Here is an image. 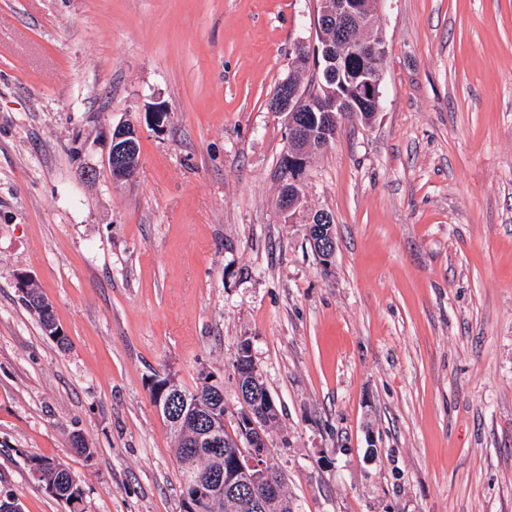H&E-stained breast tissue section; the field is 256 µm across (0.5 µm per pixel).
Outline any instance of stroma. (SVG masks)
I'll list each match as a JSON object with an SVG mask.
<instances>
[{
	"mask_svg": "<svg viewBox=\"0 0 512 512\" xmlns=\"http://www.w3.org/2000/svg\"><path fill=\"white\" fill-rule=\"evenodd\" d=\"M378 9L381 108L342 119L288 213L271 100L313 78L316 0H0V489L23 512H69L32 456L84 512H180L149 383L215 375L233 430L245 341L293 512H512V0ZM138 143V130L133 124H119L112 130L107 165L113 181L121 182L128 180L135 173L139 164L137 153L138 149L140 152V146ZM133 160H137L135 166H133ZM306 229L315 251L324 261L323 264L330 266L336 251L331 217L323 212L316 213L311 217ZM29 461H36L37 464H45V467L42 470V477L36 478L38 482L44 484H48L51 481H54L58 490L60 492V499L66 498V503H69L72 497H76L80 500L79 507L71 508V512H83L81 505L83 503L84 492L82 490L76 492L72 490V481H75L70 473V471L64 467L60 462L55 461L54 459L42 458V457H30Z\"/></svg>",
	"mask_w": 512,
	"mask_h": 512,
	"instance_id": "35a3bbf8",
	"label": "stroma"
}]
</instances>
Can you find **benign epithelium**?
Wrapping results in <instances>:
<instances>
[{
  "label": "benign epithelium",
  "mask_w": 512,
  "mask_h": 512,
  "mask_svg": "<svg viewBox=\"0 0 512 512\" xmlns=\"http://www.w3.org/2000/svg\"><path fill=\"white\" fill-rule=\"evenodd\" d=\"M366 21L362 7L357 0H319L316 7L315 24L317 29L336 28V45L320 43L315 49L317 62L315 68L327 76L334 75L343 80L348 73L345 68V55L340 47L350 46V54L360 60H371L386 53L385 42L375 40L351 39L352 28ZM382 71L378 68H363L355 82L356 100L365 105L380 109ZM310 92L301 89V85L286 81L272 99V107L284 112L288 119L287 146L283 157L288 168L295 172L292 182L299 185L308 168L311 154L315 150L328 147L334 138V129L339 120V113L344 111L343 98L336 96L323 99L314 106L313 115L317 123L318 137L312 139L305 135L304 123L300 111L309 102ZM139 134L131 123L117 125L112 130L111 146L107 165L112 180L121 182L130 179L136 167L133 161L139 159L137 145ZM309 240L314 246L324 265H331L335 255L336 243L333 235V221L326 213L314 214L306 225ZM235 374L238 390L244 405H249L252 395L262 389L261 381L252 356L247 362L235 361ZM239 426L248 440L237 444L230 457L224 459V468L214 469L206 476H198L185 486L182 512H205L213 500L224 497L225 491H234L242 483L253 480L265 488V496L252 502L256 510L265 507L266 500L277 498L280 494L281 479L279 473L269 469L272 464L270 449L261 433L258 422L252 413L238 418ZM219 421L213 420L211 427L203 428L195 437L196 444L206 445L221 452L222 442L218 434Z\"/></svg>",
  "instance_id": "7a95c632"
}]
</instances>
